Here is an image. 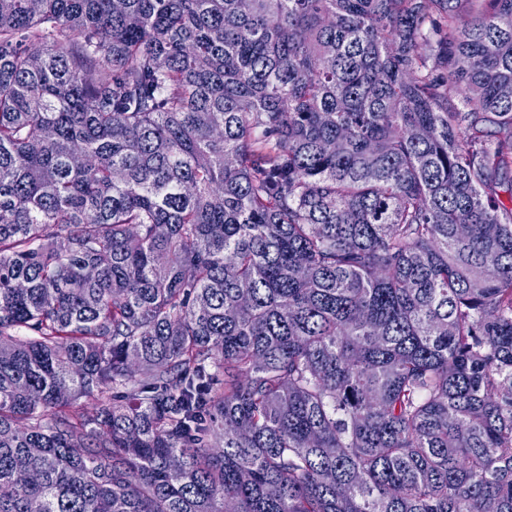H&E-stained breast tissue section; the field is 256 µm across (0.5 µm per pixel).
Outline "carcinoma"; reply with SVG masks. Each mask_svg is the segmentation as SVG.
<instances>
[{
  "label": "carcinoma",
  "instance_id": "carcinoma-1",
  "mask_svg": "<svg viewBox=\"0 0 512 512\" xmlns=\"http://www.w3.org/2000/svg\"><path fill=\"white\" fill-rule=\"evenodd\" d=\"M122 2L0 0V512H512V0Z\"/></svg>",
  "mask_w": 512,
  "mask_h": 512
}]
</instances>
